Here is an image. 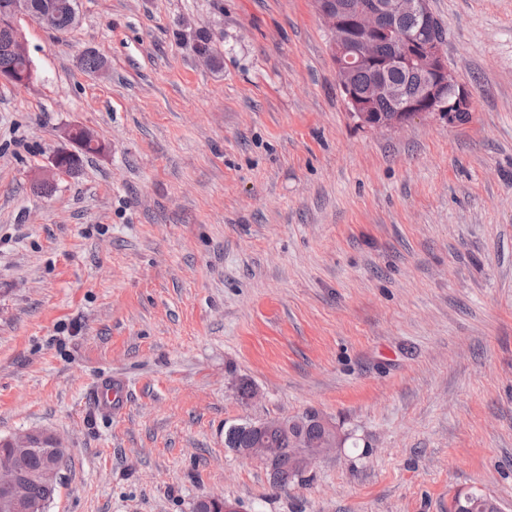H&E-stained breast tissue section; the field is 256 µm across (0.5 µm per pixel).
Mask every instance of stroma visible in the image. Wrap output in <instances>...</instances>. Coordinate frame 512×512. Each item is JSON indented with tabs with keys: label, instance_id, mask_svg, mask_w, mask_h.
Returning a JSON list of instances; mask_svg holds the SVG:
<instances>
[{
	"label": "stroma",
	"instance_id": "1",
	"mask_svg": "<svg viewBox=\"0 0 512 512\" xmlns=\"http://www.w3.org/2000/svg\"><path fill=\"white\" fill-rule=\"evenodd\" d=\"M429 5L470 118L400 130L350 116L314 0L22 20L37 78L0 83V438H61L48 512H453L472 492L512 512V0ZM73 125L105 151L37 189ZM310 409L341 446L305 482L274 489L224 445Z\"/></svg>",
	"mask_w": 512,
	"mask_h": 512
}]
</instances>
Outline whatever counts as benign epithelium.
Masks as SVG:
<instances>
[{
    "label": "benign epithelium",
    "mask_w": 512,
    "mask_h": 512,
    "mask_svg": "<svg viewBox=\"0 0 512 512\" xmlns=\"http://www.w3.org/2000/svg\"><path fill=\"white\" fill-rule=\"evenodd\" d=\"M317 10L323 24L331 35V51L336 61V79L344 94L350 115L361 126L371 129L395 130L404 127L418 117L430 118L437 122L450 123L454 111H468L471 96L457 82L448 68V60L439 41L427 33L430 19L429 0H316ZM71 4H60L56 0L35 7L32 0H12L11 13L16 22L12 24L9 53L29 63L23 69L0 71V81L16 86H24L34 79V65L30 64L29 53L19 20L34 19L46 27L57 29V15L61 8ZM420 22L416 33L399 26L403 19ZM396 44L393 56L380 55L378 46L382 40ZM404 66L426 72V80L415 94L405 88L390 83L387 72ZM356 67L371 71L372 81L365 87H357L352 82V72ZM390 98L396 106L391 112H376L374 103ZM68 142L82 150L90 145L104 150L97 137L90 130L72 127L65 132ZM78 154L68 148L59 149L51 158V166L37 179L36 185H49L53 175L70 171L67 161H75ZM318 421L326 431L324 438L317 443H308L300 437L293 439V447L298 449L296 464L307 472L312 465L339 446L336 427L323 414ZM288 425L283 418L264 421L262 434L254 437L248 448L238 449L246 458L256 459L265 464L277 459L280 449L271 447L264 433L281 429ZM47 441L55 457L34 472H26L21 467L22 460L29 455L40 441ZM8 453L0 457V512H45V505L35 501L29 494V485L38 482L55 485L60 478V469L65 457V448L53 433H39L33 430L1 440Z\"/></svg>",
    "instance_id": "7a95c632"
}]
</instances>
